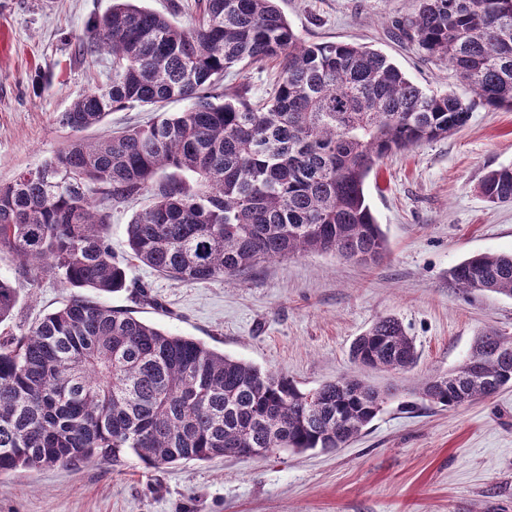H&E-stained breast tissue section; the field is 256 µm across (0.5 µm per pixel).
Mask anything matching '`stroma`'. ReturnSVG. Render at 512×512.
<instances>
[{"instance_id":"stroma-1","label":"stroma","mask_w":512,"mask_h":512,"mask_svg":"<svg viewBox=\"0 0 512 512\" xmlns=\"http://www.w3.org/2000/svg\"><path fill=\"white\" fill-rule=\"evenodd\" d=\"M112 0H0V184L38 166L71 139L59 117L80 93L107 83L106 63L88 65L77 38ZM305 43H351L388 56L408 77L473 105L465 127L385 159L368 181L371 209L389 251L364 266L325 253L269 260L231 280L181 282L137 264L148 286L103 295L162 330L284 373L314 389L356 374L350 347L378 318L393 315L414 340L405 374L369 371L394 390L382 412L344 447L264 456H224L148 469L121 465L20 470L0 475V512H512V387L457 408L422 399L417 385L468 356L480 332L512 337V298L456 288L450 272L477 253L512 251V202L477 190L490 169L512 165V111L478 102L447 61L410 38L415 0H278ZM275 67L244 69L216 94L243 88L269 97ZM0 275L19 301L7 326L27 330L62 307L71 291L37 270L19 274L8 252Z\"/></svg>"}]
</instances>
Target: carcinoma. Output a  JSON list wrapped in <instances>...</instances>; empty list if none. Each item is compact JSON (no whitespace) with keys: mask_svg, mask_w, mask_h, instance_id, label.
Wrapping results in <instances>:
<instances>
[{"mask_svg":"<svg viewBox=\"0 0 512 512\" xmlns=\"http://www.w3.org/2000/svg\"><path fill=\"white\" fill-rule=\"evenodd\" d=\"M411 37L489 106L512 110V0H417ZM83 59L112 78L75 98L59 122L75 136L41 165L0 185V252L76 289L18 336H0V473L137 457L161 469L239 448L336 449L381 412L389 393L355 376L304 391L283 373L170 334L81 292L125 287L112 208L151 204L126 227L130 257L183 282L233 276L308 253L371 264L388 245L366 194L389 155L445 138L472 104L434 94L385 55L349 43L306 45L277 0H203L180 25L112 0L78 37ZM277 63L268 100L209 89L238 66ZM170 99L183 112L161 111ZM152 107L144 125L90 141L79 133L119 109ZM478 190L512 202V166ZM465 292L512 298V253L476 254L451 271ZM19 288L0 277V324ZM361 369L409 371L413 338L392 316L350 350ZM512 385V339L481 334L458 367L419 393L455 408Z\"/></svg>","mask_w":512,"mask_h":512,"instance_id":"obj_1","label":"carcinoma"}]
</instances>
